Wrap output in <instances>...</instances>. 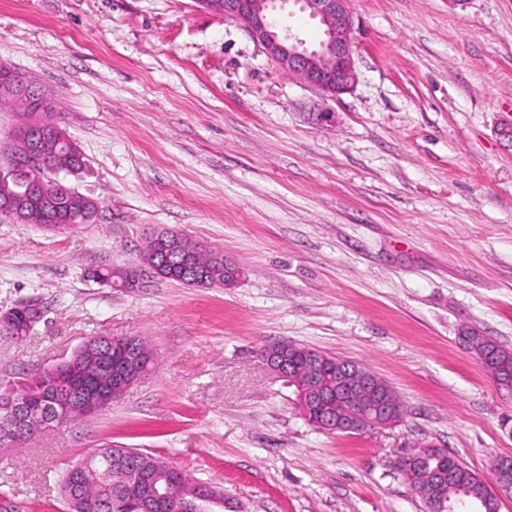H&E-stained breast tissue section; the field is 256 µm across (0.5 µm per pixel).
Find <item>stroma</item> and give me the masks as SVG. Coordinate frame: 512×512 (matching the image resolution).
<instances>
[{
  "label": "stroma",
  "mask_w": 512,
  "mask_h": 512,
  "mask_svg": "<svg viewBox=\"0 0 512 512\" xmlns=\"http://www.w3.org/2000/svg\"><path fill=\"white\" fill-rule=\"evenodd\" d=\"M358 83L325 101L197 0H0V59L49 91L95 223L0 217V387L93 336H141L154 365L105 410L0 452V512H68L59 478L112 443L211 485L204 512H426L404 454L448 449L492 481L512 456V385L463 347L512 350V0H350ZM336 114L318 123L321 107ZM175 230L241 270L229 288H111ZM368 367L403 419L311 425L256 350ZM27 305L13 307L8 309L11 318L2 326L0 324V334L5 336H23L26 338L32 331L34 324H30L28 320Z\"/></svg>",
  "instance_id": "35a3bbf8"
}]
</instances>
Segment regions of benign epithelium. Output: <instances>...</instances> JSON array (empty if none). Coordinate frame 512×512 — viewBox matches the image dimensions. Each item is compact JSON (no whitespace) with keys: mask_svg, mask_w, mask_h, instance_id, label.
Returning <instances> with one entry per match:
<instances>
[{"mask_svg":"<svg viewBox=\"0 0 512 512\" xmlns=\"http://www.w3.org/2000/svg\"><path fill=\"white\" fill-rule=\"evenodd\" d=\"M290 1L301 10L309 12L323 26L325 39L319 48L308 49L300 39L279 30L277 12ZM198 3L225 19L240 24L282 70L317 88L325 97L333 99L356 87L358 74L352 40L354 23L348 0H198ZM0 88L9 91L15 101L16 110L27 116V121L17 130L16 140L26 143L34 141L33 134L43 130L35 116L49 104V93L32 88L25 76L2 60ZM39 162L37 150L29 149L23 155L7 157V162L0 166V183L6 186L0 196V210L13 213L20 222L24 221L26 214V197L44 195L41 184L30 179L20 182V175L28 173V168ZM75 204L82 212V223L91 224L96 220L99 206L93 198L80 194ZM145 276L156 280L162 278L158 267L136 264L123 269L122 287L132 288ZM130 346L129 336H100L96 341L88 339L83 342L80 349L95 360L99 358L100 347L111 354L122 353V369L113 371L107 383L99 382L94 375L77 381L70 379L68 394L42 405L8 398L4 405L6 413L0 416V428L3 429L5 437L21 434L27 420L35 412L43 414L49 420H59L75 409L88 415L102 411L145 373L136 356L128 353ZM287 351L286 343H264L258 347L257 354L270 372L276 374L287 368L286 359L283 358ZM74 359L75 355L72 354L55 367L37 372V375L43 377L46 383L54 385L69 373ZM295 383L297 404L309 416L310 423L318 429L353 432L360 430L362 423L367 428L395 424L396 411L390 406L387 392L368 373L336 370V399L345 402L344 408L336 413H313L326 396L316 371L312 370L307 376L298 377ZM358 394L369 395L370 402L361 407H353L349 399ZM494 488L495 497L487 499L486 504L488 508L496 510L498 502L512 493L511 456L498 457ZM112 505H130L135 512H197V504L184 500L181 478L176 473L162 481H152L148 497L141 498L131 492L124 496L117 493L112 499Z\"/></svg>","mask_w":512,"mask_h":512,"instance_id":"benign-epithelium-1","label":"benign epithelium"}]
</instances>
